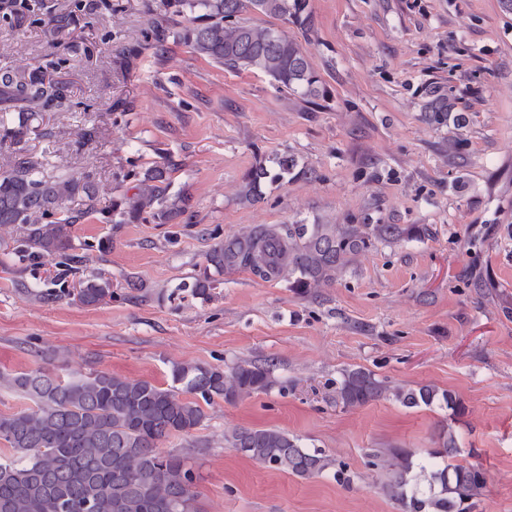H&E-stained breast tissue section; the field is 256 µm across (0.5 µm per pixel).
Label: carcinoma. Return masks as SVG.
<instances>
[{
    "mask_svg": "<svg viewBox=\"0 0 512 512\" xmlns=\"http://www.w3.org/2000/svg\"><path fill=\"white\" fill-rule=\"evenodd\" d=\"M189 25L177 37L199 55L233 71L259 72L279 88L309 97L322 92V81L308 50L277 29L243 18V13L281 20L308 33L314 28L309 0H172ZM429 120L463 122L448 112V96L426 90ZM70 108L66 83L42 67L28 72L0 70V141L19 143L38 134L42 112ZM17 113L18 121L8 115ZM272 174L260 166L248 172L239 197L256 200L261 181H284L297 164L288 157ZM80 198L84 209L63 204ZM95 193L85 179L59 174L46 159L18 154L0 172V226H22L29 255L66 257L71 226L93 210ZM188 197L173 200L158 185L140 189L128 208L137 218L150 212L169 222L186 208ZM417 232L399 224H260L217 243L209 252L203 277L189 285L205 298L216 277L248 270L262 280L288 278L295 288L317 287L356 261L376 242L399 240ZM86 306L112 297V282L102 276L79 282L76 293ZM276 384L273 365L239 361L227 369L176 363L171 384L105 372L62 377L40 367L16 374L0 372V386L15 390L32 406L0 414V512H201L193 490L191 458L159 444L172 436L189 437L201 426L202 404H228L265 393ZM381 398L406 408L438 400L458 410L447 391L431 385L392 386L363 368L345 371L336 403L356 408ZM438 447L414 462V448H374L367 466L384 474L379 490L401 512H466L486 485L484 472L455 462L460 446L451 427L441 426ZM224 445L265 467L307 479L335 466L328 455L304 448L301 440L277 427L238 426L224 431Z\"/></svg>",
    "mask_w": 512,
    "mask_h": 512,
    "instance_id": "1",
    "label": "carcinoma"
}]
</instances>
